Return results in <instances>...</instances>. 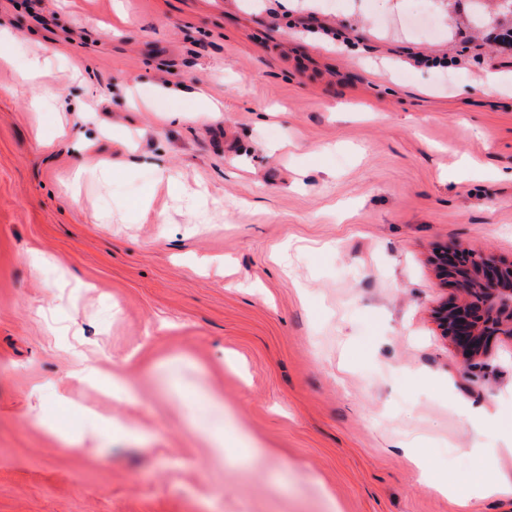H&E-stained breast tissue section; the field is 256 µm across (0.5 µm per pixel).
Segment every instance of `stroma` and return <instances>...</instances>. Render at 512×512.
<instances>
[{"label":"stroma","instance_id":"stroma-1","mask_svg":"<svg viewBox=\"0 0 512 512\" xmlns=\"http://www.w3.org/2000/svg\"><path fill=\"white\" fill-rule=\"evenodd\" d=\"M336 2L0 0V512H459L429 477L512 485V340L466 368L432 317L438 248L512 263V53L448 0ZM35 56L65 89L41 112ZM94 413L132 434L86 437Z\"/></svg>","mask_w":512,"mask_h":512}]
</instances>
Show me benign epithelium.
<instances>
[{"mask_svg":"<svg viewBox=\"0 0 512 512\" xmlns=\"http://www.w3.org/2000/svg\"><path fill=\"white\" fill-rule=\"evenodd\" d=\"M433 264L439 279L453 287L433 318L467 367L495 337L512 338V264L460 244L439 250Z\"/></svg>","mask_w":512,"mask_h":512,"instance_id":"1","label":"benign epithelium"}]
</instances>
